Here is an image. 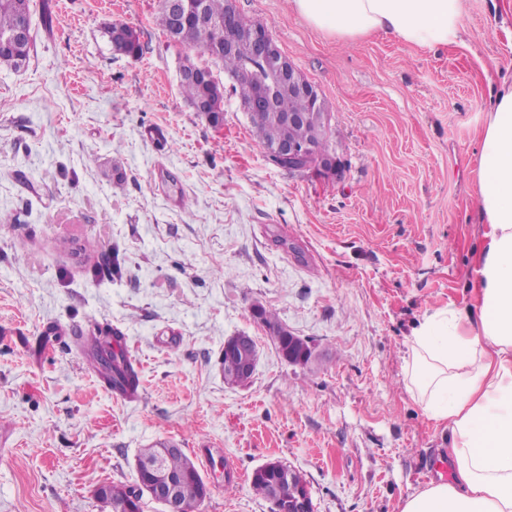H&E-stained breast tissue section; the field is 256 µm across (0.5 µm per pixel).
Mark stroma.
Here are the masks:
<instances>
[{
  "label": "stroma",
  "mask_w": 512,
  "mask_h": 512,
  "mask_svg": "<svg viewBox=\"0 0 512 512\" xmlns=\"http://www.w3.org/2000/svg\"><path fill=\"white\" fill-rule=\"evenodd\" d=\"M27 68L0 65V512H107L142 449L220 448L233 490L201 512H271L250 476L297 469L314 512H401L449 430L403 382L405 340L472 306L484 226L476 169L491 94L512 77V0H462L459 44L344 43L290 0H236L270 24L331 113L339 172L274 166L232 91L224 123L180 92L159 0H31ZM142 52L113 50L106 25ZM307 339L283 360L249 310ZM115 329L139 374L123 400L79 334ZM254 336L247 386L224 341ZM112 48L125 55L138 56L142 51L137 31L123 23H112L105 29Z\"/></svg>",
  "instance_id": "35a3bbf8"
}]
</instances>
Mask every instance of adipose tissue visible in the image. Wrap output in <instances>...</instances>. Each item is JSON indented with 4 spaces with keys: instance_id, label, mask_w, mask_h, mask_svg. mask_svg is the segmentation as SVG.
<instances>
[{
    "instance_id": "ef3b65f1",
    "label": "adipose tissue",
    "mask_w": 512,
    "mask_h": 512,
    "mask_svg": "<svg viewBox=\"0 0 512 512\" xmlns=\"http://www.w3.org/2000/svg\"><path fill=\"white\" fill-rule=\"evenodd\" d=\"M314 28L344 42L382 33L422 48L457 44L462 0H290ZM486 226L474 252L477 317L447 307L407 343L408 392L450 428L452 474L406 498L402 512H512V85L486 115L479 159Z\"/></svg>"
}]
</instances>
